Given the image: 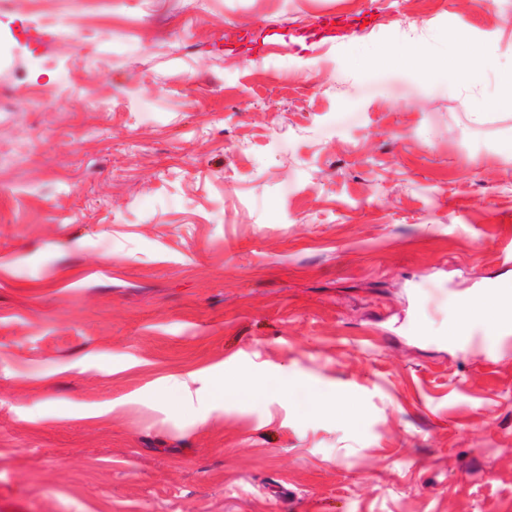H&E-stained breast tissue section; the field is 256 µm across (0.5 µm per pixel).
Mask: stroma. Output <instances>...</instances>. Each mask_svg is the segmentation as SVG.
Instances as JSON below:
<instances>
[{
	"label": "stroma",
	"instance_id": "35a3bbf8",
	"mask_svg": "<svg viewBox=\"0 0 512 512\" xmlns=\"http://www.w3.org/2000/svg\"><path fill=\"white\" fill-rule=\"evenodd\" d=\"M460 29L482 83L411 76ZM511 82L512 0H0V512H512V335L448 338L512 281ZM332 21H335V25H332ZM351 25H354L352 21L341 15L328 14L321 16L314 23L316 30L314 33L302 31L298 36L303 38L306 44H319L324 38L345 35L358 30V26L352 28ZM288 394L299 412H309L314 408H319L326 412L336 413V400L323 397L317 391L304 384H289Z\"/></svg>",
	"mask_w": 512,
	"mask_h": 512
}]
</instances>
